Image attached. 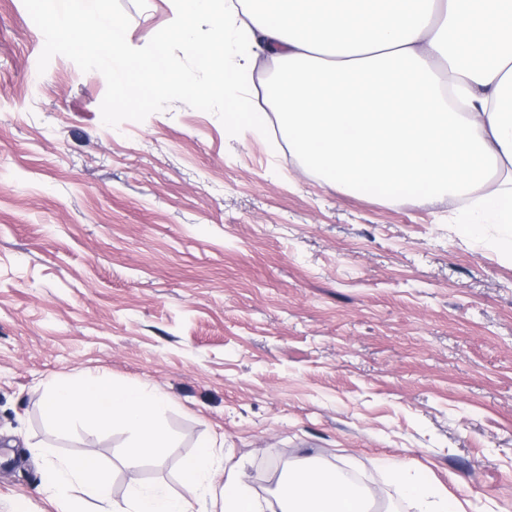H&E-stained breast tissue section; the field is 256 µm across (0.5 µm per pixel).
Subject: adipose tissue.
Instances as JSON below:
<instances>
[{"instance_id": "adipose-tissue-1", "label": "adipose tissue", "mask_w": 512, "mask_h": 512, "mask_svg": "<svg viewBox=\"0 0 512 512\" xmlns=\"http://www.w3.org/2000/svg\"><path fill=\"white\" fill-rule=\"evenodd\" d=\"M172 9L153 50L133 57L122 21L102 24L100 46L113 52L114 81L133 63L157 91L155 108L164 107L170 88L193 100L231 101L224 113L231 131L260 135L278 117L302 166L347 192L375 186L392 201L469 198L474 217L461 231L501 227L493 246L512 257V188L492 182L496 174L512 180V0H172ZM202 18L211 29L197 44L193 31ZM174 40L191 44L206 81L171 67L166 47ZM256 47L271 68L263 110L241 94ZM168 405L143 384L88 374L54 383L41 411L58 431L82 419L101 429L122 424L134 466L166 447L160 416ZM216 446L204 440L183 459L179 494L134 484L114 503L92 452L49 461L43 487L57 512H85L91 502L97 512H370V491L333 468H299L272 501L257 494L240 465L215 485ZM386 465L414 512H447L444 498L404 463Z\"/></svg>"}]
</instances>
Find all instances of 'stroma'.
<instances>
[{"instance_id": "obj_1", "label": "stroma", "mask_w": 512, "mask_h": 512, "mask_svg": "<svg viewBox=\"0 0 512 512\" xmlns=\"http://www.w3.org/2000/svg\"><path fill=\"white\" fill-rule=\"evenodd\" d=\"M70 0H0V512H56L47 460L98 455L129 485L181 492L220 442L268 498L300 461L361 475L411 512L385 460L449 512H512V259L461 236L464 199L352 195L304 173L278 124L225 128L224 103L169 95L51 34ZM134 53L169 0H107ZM91 373L165 393L166 448L49 427L45 389Z\"/></svg>"}]
</instances>
